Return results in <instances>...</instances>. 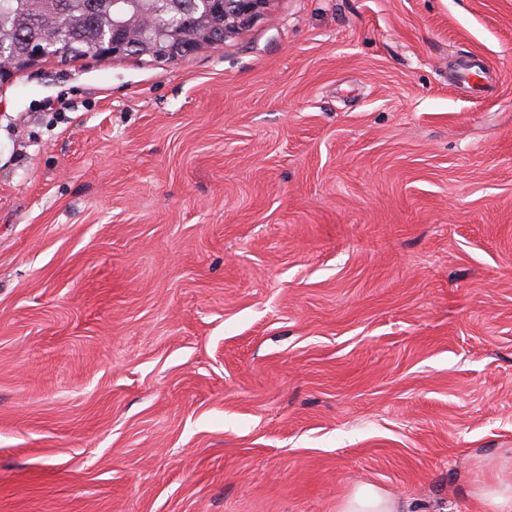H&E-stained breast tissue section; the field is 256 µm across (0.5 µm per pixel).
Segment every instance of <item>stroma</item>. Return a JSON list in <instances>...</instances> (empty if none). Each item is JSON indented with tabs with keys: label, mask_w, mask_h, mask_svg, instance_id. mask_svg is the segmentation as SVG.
I'll return each mask as SVG.
<instances>
[{
	"label": "stroma",
	"mask_w": 512,
	"mask_h": 512,
	"mask_svg": "<svg viewBox=\"0 0 512 512\" xmlns=\"http://www.w3.org/2000/svg\"><path fill=\"white\" fill-rule=\"evenodd\" d=\"M497 477L512 0H270L0 83V512H482ZM410 502H400L385 491L366 485L355 489L336 506V512H413Z\"/></svg>",
	"instance_id": "35a3bbf8"
}]
</instances>
